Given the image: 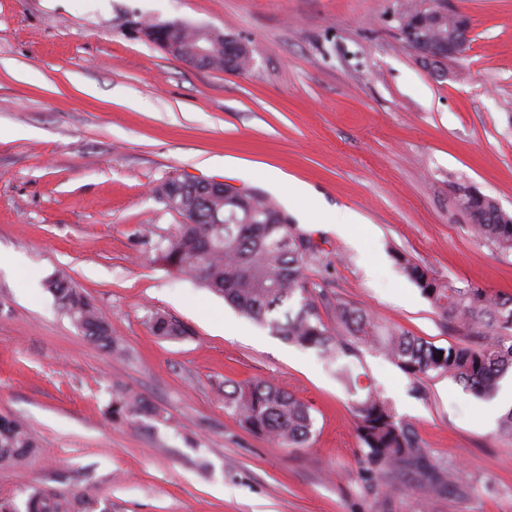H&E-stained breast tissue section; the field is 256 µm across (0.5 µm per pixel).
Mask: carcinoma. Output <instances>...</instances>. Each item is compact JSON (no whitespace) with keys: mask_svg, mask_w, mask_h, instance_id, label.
<instances>
[{"mask_svg":"<svg viewBox=\"0 0 512 512\" xmlns=\"http://www.w3.org/2000/svg\"><path fill=\"white\" fill-rule=\"evenodd\" d=\"M427 31H448V18L435 9L415 13ZM169 38L177 43L173 57L191 61L196 48L207 42L210 68L244 72L251 63V49H235L227 36L207 38L201 27L174 24ZM168 209L188 224H179L162 237L159 258L181 278H189L244 315L286 341L315 348L328 359L357 357L363 348L373 349L415 380L435 373L448 376L482 399L498 393L501 380L512 372V297L493 294L468 282L457 286L435 278L431 271L407 258L397 261L407 278L420 290L435 311L462 328L466 335L482 337L479 346L467 343L434 346L404 330L388 329L356 304L333 303L307 281L308 266L319 261L320 250L313 238L269 197L231 190L216 194L179 174L157 189ZM473 227L484 239L507 253L512 252V217L489 200L470 205ZM48 290L75 326L93 344L108 352H121L97 307L63 278L48 282ZM331 312L332 322L323 320L320 309ZM152 332L163 338H180L186 330L175 319L156 313L150 319ZM339 380L356 396L352 404L361 441L360 464L370 483L397 473L411 472L429 484L445 488L453 482L450 470L431 463L415 429L400 419L372 380L365 382L342 365ZM224 409L240 427L267 437L283 448H300L314 428L310 407L301 399L269 381L234 385L224 391ZM115 414L154 417L157 410L142 397L130 394L111 408ZM39 444L19 420L0 417V465L18 463L32 455ZM28 512H73L71 500L56 493L48 498L35 491Z\"/></svg>","mask_w":512,"mask_h":512,"instance_id":"carcinoma-1","label":"carcinoma"}]
</instances>
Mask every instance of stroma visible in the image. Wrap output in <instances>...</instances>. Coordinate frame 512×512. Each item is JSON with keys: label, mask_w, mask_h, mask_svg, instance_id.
Returning a JSON list of instances; mask_svg holds the SVG:
<instances>
[{"label": "stroma", "mask_w": 512, "mask_h": 512, "mask_svg": "<svg viewBox=\"0 0 512 512\" xmlns=\"http://www.w3.org/2000/svg\"><path fill=\"white\" fill-rule=\"evenodd\" d=\"M409 0H0V416L40 443L0 466V501L25 512L51 487L74 512H512V437L451 378L413 381L371 350L353 359L455 483L404 473L368 489L351 397L335 365L176 278L157 259L180 224L157 194L172 174L358 213L310 281L438 347L464 334L395 260L512 294V252L478 238L454 187L512 213V0H440L472 40L434 72L403 37ZM146 22L211 27L249 44L243 73L202 69ZM307 184L287 199L268 169ZM87 294L123 347L83 336L47 290ZM163 313L188 336L149 329ZM238 325L235 337L225 322ZM269 380L306 401L307 447L282 448L224 409L225 382ZM134 392L158 414L108 417Z\"/></svg>", "instance_id": "stroma-1"}]
</instances>
